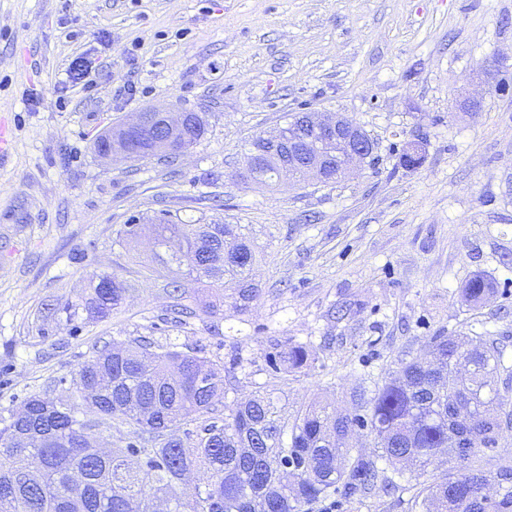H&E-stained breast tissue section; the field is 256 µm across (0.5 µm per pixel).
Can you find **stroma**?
<instances>
[{
  "label": "stroma",
  "instance_id": "35a3bbf8",
  "mask_svg": "<svg viewBox=\"0 0 512 512\" xmlns=\"http://www.w3.org/2000/svg\"><path fill=\"white\" fill-rule=\"evenodd\" d=\"M79 53L110 64L87 92L67 82ZM154 106L201 113L205 135L177 158L95 154ZM304 107L360 126L373 164L327 185L245 180L251 139ZM0 132L1 417L34 393L74 403L76 370L112 340L205 346L226 405L274 385L292 411L345 406L476 320L512 356V0H0ZM163 211L244 225L259 251L247 312L175 313L208 287L158 265L149 237L119 241ZM95 271L126 283L124 305L67 320L60 304ZM476 276L496 293L472 313L459 289ZM287 339L312 360L272 376Z\"/></svg>",
  "mask_w": 512,
  "mask_h": 512
}]
</instances>
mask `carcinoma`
<instances>
[{
  "mask_svg": "<svg viewBox=\"0 0 512 512\" xmlns=\"http://www.w3.org/2000/svg\"><path fill=\"white\" fill-rule=\"evenodd\" d=\"M205 130L193 114L181 147L196 145ZM279 175L278 161L248 157L254 183L271 187ZM151 222L162 263L187 260L200 282L235 283L231 306L248 310L256 252L241 225L182 224L169 212ZM125 293L117 277L94 273L83 308L108 319ZM494 294L481 277L461 288L471 309ZM202 352L156 353L148 341L95 350L73 378L97 415L92 425L46 393L27 397L0 427V512H309L326 501L349 509L376 490L407 493L422 512H512V460L497 456L512 436V367L485 324L471 336L432 337L429 360H401L374 389L356 388L342 411L312 401L288 416L280 398L265 393L225 415L229 387ZM309 356L287 340L269 363L293 372ZM114 423L130 427L134 441L103 450L91 428ZM357 428L374 435L375 450L345 447ZM445 452L456 466L442 480L418 489L395 479L402 467H424ZM194 471L206 478L185 500L181 488Z\"/></svg>",
  "mask_w": 512,
  "mask_h": 512,
  "instance_id": "carcinoma-1",
  "label": "carcinoma"
}]
</instances>
